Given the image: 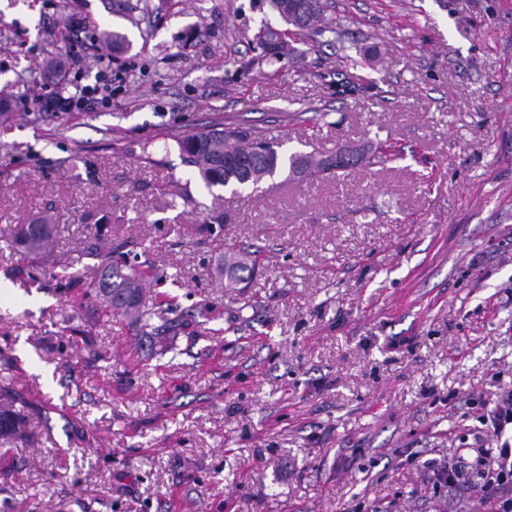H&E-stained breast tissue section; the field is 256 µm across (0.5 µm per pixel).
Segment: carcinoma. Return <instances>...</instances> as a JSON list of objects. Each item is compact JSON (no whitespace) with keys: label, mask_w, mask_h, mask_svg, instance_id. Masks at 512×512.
<instances>
[{"label":"carcinoma","mask_w":512,"mask_h":512,"mask_svg":"<svg viewBox=\"0 0 512 512\" xmlns=\"http://www.w3.org/2000/svg\"><path fill=\"white\" fill-rule=\"evenodd\" d=\"M329 0H307L306 22L294 23L288 11L287 0H270L272 9L282 20L300 31H315L328 9ZM182 162L194 169L207 188L228 186H251L258 189L275 176L283 166H288V179L302 181L326 174L346 172L357 166L384 164L397 155L391 144L380 145L371 153H364L350 165L341 164L336 154L293 153L283 158L279 144L256 135L251 129L237 124H216L207 129L184 132L175 137ZM56 229L50 215L43 216L38 224H10L0 228V237L9 240L10 246L20 247L36 259L54 250L57 245ZM104 233L99 225H86L81 255L98 259L95 267L69 271L64 268L56 278L70 286L83 285V298L99 306L103 313L119 315L128 320L140 337H152L163 333L177 322L175 314L180 305L171 297L149 305L145 300L149 280H160L166 276L162 269L152 265L137 269L125 260L127 247L137 243L122 241L115 245H103ZM253 254L246 249H231L224 253L216 266V281L223 288H239L253 272ZM25 420L8 404L0 405V439L16 441L24 434Z\"/></svg>","instance_id":"cac0c4a2"}]
</instances>
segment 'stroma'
<instances>
[{
    "label": "stroma",
    "mask_w": 512,
    "mask_h": 512,
    "mask_svg": "<svg viewBox=\"0 0 512 512\" xmlns=\"http://www.w3.org/2000/svg\"><path fill=\"white\" fill-rule=\"evenodd\" d=\"M136 3L0 0V227L48 212L62 243L0 242V389L29 422L0 442V512H485L430 468L494 447L512 389V0H335L319 35L268 0ZM95 46L111 100L45 110L46 61ZM217 122L403 157L210 189L172 135ZM88 224L165 268L147 301L209 317L150 341L80 306L55 275ZM232 247L257 257L235 291ZM250 251L246 249H234L224 252L216 266V281L221 288H243L247 276L253 272L255 263Z\"/></svg>",
    "instance_id": "1"
}]
</instances>
